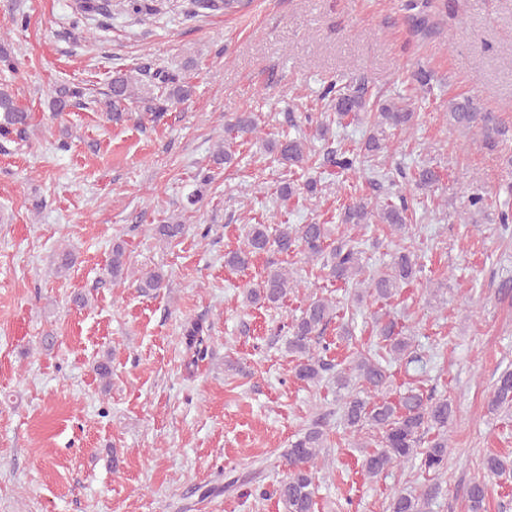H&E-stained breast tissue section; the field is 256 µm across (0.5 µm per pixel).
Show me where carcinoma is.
<instances>
[{"label": "carcinoma", "mask_w": 512, "mask_h": 512, "mask_svg": "<svg viewBox=\"0 0 512 512\" xmlns=\"http://www.w3.org/2000/svg\"><path fill=\"white\" fill-rule=\"evenodd\" d=\"M189 14L204 9L233 15L248 8L252 0H187ZM82 14L90 15L103 26L112 19V0H76ZM430 0H406L405 9L412 12L416 26L429 28L428 9ZM162 89L155 95H141L140 83ZM191 86L176 74L150 73L143 67L134 73H118L112 78L106 116L109 120L122 119L123 112L132 103L140 104L141 111L155 118L191 96ZM83 92L78 87L61 86L55 91L52 109L61 113L82 105ZM321 99L333 112L330 120L313 121L315 134L311 138L275 139L268 142L276 161L289 168L327 169L336 168L350 179L367 176L374 185L390 186L384 197L369 206L362 199L346 207L345 227L337 230L330 224H248L241 245L224 254V264L243 269L251 259L261 253L274 252L289 256L300 254L319 267L325 277L351 289L352 301L364 305L371 301L380 306L399 295L402 288L416 278L417 258L413 251V231L406 195L391 191L401 181H407L416 189L430 191L439 181L438 174L430 167L422 166L412 173L396 166L386 169L383 159L391 150L389 135L393 130L408 131L414 125L416 113L412 99L397 97L370 98L365 81L344 83L340 80L324 82ZM445 116L465 129H477L479 142L488 150L504 144L508 129L490 112L478 110L473 99L456 95L448 99ZM30 116L22 110L15 95L0 86V138L8 142L26 134ZM366 126V136L355 149H346L329 137L330 123L342 127L348 122ZM260 132L258 123L250 112L240 113L228 125V138L224 151L217 160L229 164L235 156L237 141H246ZM321 141L315 148L314 141ZM471 223L479 218H492L499 225L500 238L512 239V200L502 201L491 195L474 194L468 199ZM384 224L393 237L395 250L391 260L383 268L372 270L364 263L365 241L358 235L370 221ZM155 235L162 242L172 243L181 237L182 224H158ZM112 280L135 278L138 288L144 292H157L167 287L166 277L160 271L136 273L130 270L123 246L112 247V257L106 267ZM300 287L292 272L282 266L270 265L256 285L243 289V300L249 306L277 308L289 293ZM336 325L337 339L345 342L350 354L345 364L328 359L331 343L324 335L331 325ZM285 349L295 358V376L312 386L327 383L334 388L336 402L341 411L343 426L355 448L362 449L361 471L369 478H379L393 467L418 463L423 473L432 481L420 487L397 490L393 493L389 512H429L431 501L439 492L438 480L448 470V454L451 448V430L456 408L446 397H436L421 388L409 387L391 396L387 388L391 383V368L395 365L424 364V356L415 344L411 327L391 316L390 311L374 312L373 339L359 343L354 336L352 323L343 321L337 301L327 297L309 299L300 317L285 325ZM186 350L191 363L204 361L209 353L208 337L204 327L194 322L185 329ZM512 410V370L502 371L492 385L488 410ZM327 414L317 413L301 429L288 448L281 453L288 472L273 491L286 512H314L316 479L319 470L327 466L320 457L328 447ZM483 478L473 480L467 487L470 512H484L491 479L502 477L512 469L501 456L489 453L483 459Z\"/></svg>", "instance_id": "obj_1"}]
</instances>
